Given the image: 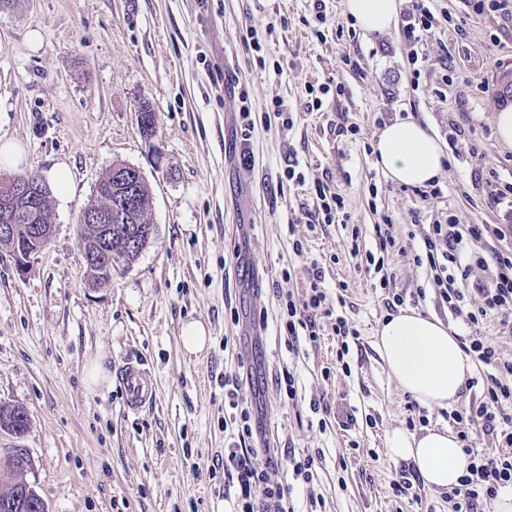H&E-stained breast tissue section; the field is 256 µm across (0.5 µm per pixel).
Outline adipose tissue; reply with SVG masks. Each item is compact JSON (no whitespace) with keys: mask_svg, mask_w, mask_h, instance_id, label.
Segmentation results:
<instances>
[{"mask_svg":"<svg viewBox=\"0 0 512 512\" xmlns=\"http://www.w3.org/2000/svg\"><path fill=\"white\" fill-rule=\"evenodd\" d=\"M401 0H345L346 13L368 33L396 29ZM375 163L395 183L423 187L438 179L445 165L442 146L413 119L386 125L373 143ZM377 349L398 387L427 407L454 404L473 374V363L453 330L432 315L406 309L389 315L377 332ZM389 457L413 467L431 490L459 484L471 463L448 428L424 433L394 429L386 435Z\"/></svg>","mask_w":512,"mask_h":512,"instance_id":"obj_1","label":"adipose tissue"}]
</instances>
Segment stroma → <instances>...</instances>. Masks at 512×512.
Listing matches in <instances>:
<instances>
[{"label": "stroma", "mask_w": 512, "mask_h": 512, "mask_svg": "<svg viewBox=\"0 0 512 512\" xmlns=\"http://www.w3.org/2000/svg\"><path fill=\"white\" fill-rule=\"evenodd\" d=\"M434 9L435 28L413 49L398 30L364 34L344 0H326L323 21L311 0H16L0 9V138L24 145L20 174L60 163L71 172L68 193L51 198L53 234L25 266L0 245V407L23 406L30 419L23 437L0 430V461L28 449L25 479L48 512H224V375L242 362L262 390L253 405L268 438L321 451L314 490L325 512H454L447 495L425 488L415 502L393 490L401 466L386 434L414 420L446 425L449 411L399 389L375 333L399 293L464 335L414 261L430 225L451 216L488 224L499 235L470 251H512V195L493 193L494 182L512 181V146L495 127L512 18L476 15L465 0ZM32 30L42 35L36 48ZM336 84L341 95L307 110L310 88ZM144 101L155 114L149 139L137 123ZM407 116L443 142L451 127L462 130L439 196L421 199L375 165L376 134ZM294 159L307 167L305 184L281 179ZM118 160L150 188L154 234L129 267L92 288L79 214ZM316 179L345 199L336 223L313 222ZM385 219L399 245L382 289L351 249L375 250ZM287 270L290 289L319 283L333 311L295 354L276 322L274 288ZM261 313L269 322L256 340L250 323ZM339 315L358 332L346 345ZM190 322L209 336L198 353L183 346ZM131 361L145 363L155 385L153 404L135 414L120 380ZM284 366L298 382L293 405L273 382ZM95 367L104 377L91 385ZM319 400L327 410H314Z\"/></svg>", "instance_id": "1"}]
</instances>
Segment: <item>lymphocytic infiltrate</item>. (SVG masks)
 Returning a JSON list of instances; mask_svg holds the SVG:
<instances>
[{
  "instance_id": "obj_1",
  "label": "lymphocytic infiltrate",
  "mask_w": 512,
  "mask_h": 512,
  "mask_svg": "<svg viewBox=\"0 0 512 512\" xmlns=\"http://www.w3.org/2000/svg\"><path fill=\"white\" fill-rule=\"evenodd\" d=\"M489 230L486 224H461L452 218L431 225L423 239L427 267L449 308L468 330L462 347L486 368L481 400L453 415L471 459L459 486L450 492L456 512H482L501 492L512 490V415L507 412L512 406V358L504 357L480 330L491 313L499 314L503 325L512 324V252L496 251L486 258L466 251L471 240L483 238ZM487 266L494 269L489 285L470 293L457 289V281L468 280L474 269ZM276 296L279 333L289 351L298 352L302 338L316 340L317 318L332 315L325 306L327 295L315 284L302 296L281 287ZM251 378V370L242 367L224 377V427L229 432L224 500L230 512H319L320 500L311 488L317 456L270 443L246 396ZM476 425L492 437L496 454L475 450L470 429Z\"/></svg>"
}]
</instances>
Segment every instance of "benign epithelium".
I'll list each match as a JSON object with an SVG mask.
<instances>
[{"instance_id":"7a95c632","label":"benign epithelium","mask_w":512,"mask_h":512,"mask_svg":"<svg viewBox=\"0 0 512 512\" xmlns=\"http://www.w3.org/2000/svg\"><path fill=\"white\" fill-rule=\"evenodd\" d=\"M139 173L135 167L123 162L112 166V175L117 177L121 186L115 188L112 181L98 184L97 193L108 202L105 209H94L82 214L84 224L95 225V235L81 243V254L88 274L95 269L107 272L120 267L117 255L112 252V221L125 222L124 230L143 231L145 225L139 223L137 213L131 210L125 184ZM47 198L39 178L20 180L15 177L0 176V239L12 237L23 221L33 242L40 244L50 239L53 225L39 223L42 201Z\"/></svg>"}]
</instances>
